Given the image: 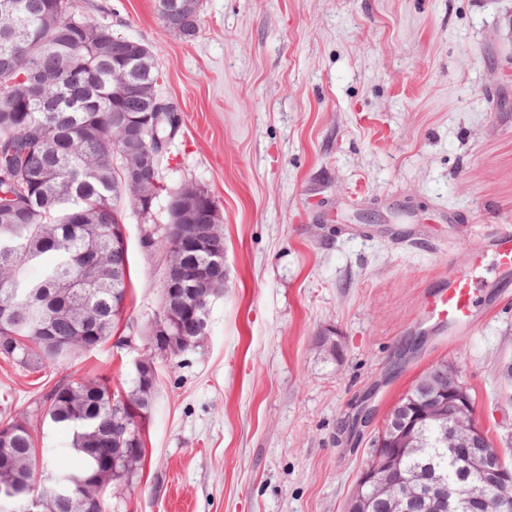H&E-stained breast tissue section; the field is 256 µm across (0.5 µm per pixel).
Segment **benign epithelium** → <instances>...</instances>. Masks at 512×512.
Masks as SVG:
<instances>
[{
	"label": "benign epithelium",
	"instance_id": "1",
	"mask_svg": "<svg viewBox=\"0 0 512 512\" xmlns=\"http://www.w3.org/2000/svg\"><path fill=\"white\" fill-rule=\"evenodd\" d=\"M145 120L146 116L127 111L112 114V124L123 132L125 181L134 199L145 196L142 170L151 163L140 134ZM166 236L172 246L166 258L162 312L154 322L152 335L166 340L167 353L193 348L205 340L208 309L199 306L197 292L207 288L211 295L221 294L224 280L206 282L200 272L181 263L185 251L213 250L214 239H223L222 225L202 228L197 224H168ZM416 392L412 403H397L391 409L378 451L363 468L347 512H366L370 501L383 503L388 512H512V471L477 422L457 378L448 375V364L432 365ZM141 420L143 413L138 409H116L112 444L116 456L128 463L138 460L140 454L122 450L123 434ZM430 426L437 431V442L448 456V466L465 467L470 471L468 479L450 483L442 477H422L402 468V460L420 448L421 436Z\"/></svg>",
	"mask_w": 512,
	"mask_h": 512
}]
</instances>
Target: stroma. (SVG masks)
Wrapping results in <instances>:
<instances>
[{"label": "stroma", "instance_id": "obj_1", "mask_svg": "<svg viewBox=\"0 0 512 512\" xmlns=\"http://www.w3.org/2000/svg\"><path fill=\"white\" fill-rule=\"evenodd\" d=\"M75 4L153 51L182 121L159 184L215 198L226 281L203 343L155 352L167 247L126 211L125 346L36 373L0 359V418L153 358L146 465L111 512H346L389 411L441 361L512 447V284L465 331L423 311L512 225V0H200L192 40L154 0Z\"/></svg>", "mask_w": 512, "mask_h": 512}]
</instances>
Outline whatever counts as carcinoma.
<instances>
[{
    "label": "carcinoma",
    "mask_w": 512,
    "mask_h": 512,
    "mask_svg": "<svg viewBox=\"0 0 512 512\" xmlns=\"http://www.w3.org/2000/svg\"><path fill=\"white\" fill-rule=\"evenodd\" d=\"M0 358L39 371L112 339L124 313L130 272L120 237L118 202L123 181L121 133L112 128L125 98L117 69L128 67L136 83L161 97L152 50L128 64L129 38L113 40L112 25L75 11L71 0H0ZM200 8L175 18L168 30L183 39L199 32ZM23 32L15 43L4 37ZM174 122L150 121L142 137L151 150L175 136ZM92 275L78 293L60 288L65 279ZM64 379L39 400L44 421L68 431L76 458L68 471L49 475L36 448L29 417L7 416L13 431L10 459L0 462V512H105L109 486L130 484L144 470L117 462L101 479L90 477L85 448L112 440V406H141L138 378L112 388L99 376ZM43 479H36V471Z\"/></svg>",
    "instance_id": "cac0c4a2"
}]
</instances>
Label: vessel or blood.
Returning <instances> with one entry per match:
<instances>
[{"label":"vessel or blood","instance_id":"b4317fda","mask_svg":"<svg viewBox=\"0 0 512 512\" xmlns=\"http://www.w3.org/2000/svg\"><path fill=\"white\" fill-rule=\"evenodd\" d=\"M484 245L497 258V280L512 276V225L499 224L484 235ZM481 296L470 273L449 268L447 283L424 303L427 319L448 328H470L480 308Z\"/></svg>","mask_w":512,"mask_h":512}]
</instances>
